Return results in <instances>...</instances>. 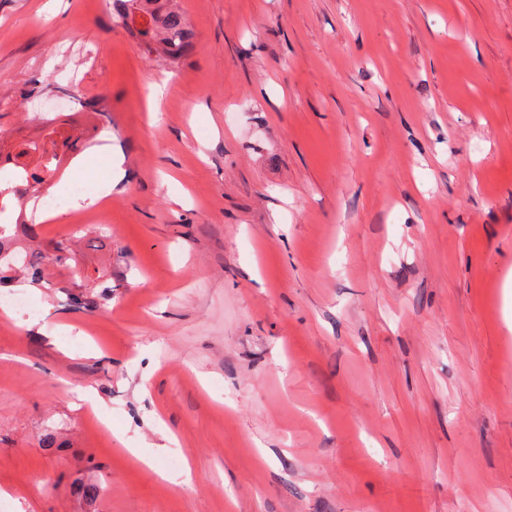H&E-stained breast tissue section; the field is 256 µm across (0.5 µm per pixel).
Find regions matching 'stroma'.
I'll return each instance as SVG.
<instances>
[{"instance_id":"1","label":"stroma","mask_w":512,"mask_h":512,"mask_svg":"<svg viewBox=\"0 0 512 512\" xmlns=\"http://www.w3.org/2000/svg\"><path fill=\"white\" fill-rule=\"evenodd\" d=\"M174 2L0 0V154L113 186L0 266L1 512H512V0ZM118 3V10L115 12L112 7V20L117 24L128 25L129 17L138 13L146 20V27L138 29L141 36L148 38V51L154 47L151 41L163 52L173 59L182 56L185 50L186 37L189 31L188 23L182 12L179 10H167L161 12L153 7L157 0H115Z\"/></svg>"}]
</instances>
